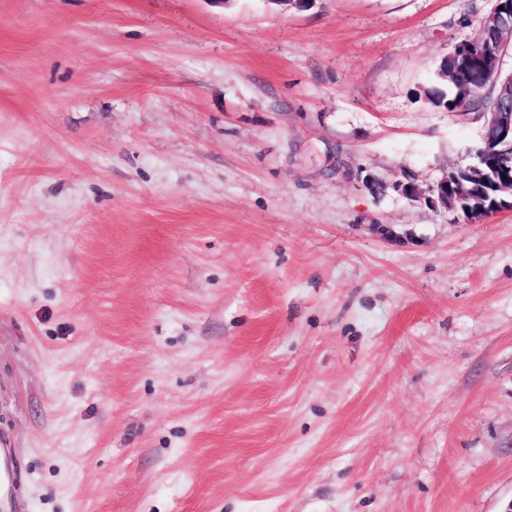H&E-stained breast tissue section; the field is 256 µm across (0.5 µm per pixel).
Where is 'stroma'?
<instances>
[{
    "instance_id": "stroma-1",
    "label": "stroma",
    "mask_w": 512,
    "mask_h": 512,
    "mask_svg": "<svg viewBox=\"0 0 512 512\" xmlns=\"http://www.w3.org/2000/svg\"><path fill=\"white\" fill-rule=\"evenodd\" d=\"M496 0H0V444L25 512H507L512 209L429 104Z\"/></svg>"
}]
</instances>
